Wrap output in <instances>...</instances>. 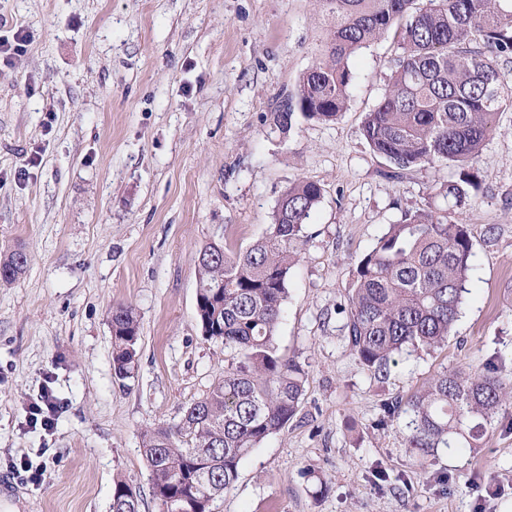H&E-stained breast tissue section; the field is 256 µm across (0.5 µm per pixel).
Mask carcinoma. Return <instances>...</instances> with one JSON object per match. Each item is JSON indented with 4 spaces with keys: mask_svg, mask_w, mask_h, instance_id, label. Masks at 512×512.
<instances>
[{
    "mask_svg": "<svg viewBox=\"0 0 512 512\" xmlns=\"http://www.w3.org/2000/svg\"><path fill=\"white\" fill-rule=\"evenodd\" d=\"M326 40L317 61L299 77L273 124L288 132L296 115L333 122L344 112L353 75L350 58L393 35L400 54L381 97L367 112L362 134L374 154L405 171L448 166V208L416 211L391 224L358 263L347 295L348 346L373 375L387 376L404 351L431 352L448 341L467 292L473 243L451 214L470 204L477 165L496 117L512 112V0H321ZM323 188L304 179L278 199L273 224L243 250L211 244L197 252V285L222 295L197 312L206 339L232 353L224 377L191 403L175 425L146 431L142 447L152 496L180 512H212L239 468L268 437L298 413L307 372L280 353L277 332L288 277L308 242L306 224ZM27 262L0 254V282L12 283ZM112 359L129 377L138 320L124 304L112 307ZM512 391L489 370L440 371L406 398L383 401L380 424L406 418L407 447L426 460L440 448L481 446ZM133 486L116 480L112 512H140Z\"/></svg>",
    "mask_w": 512,
    "mask_h": 512,
    "instance_id": "1",
    "label": "carcinoma"
}]
</instances>
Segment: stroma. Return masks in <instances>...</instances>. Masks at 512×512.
<instances>
[{
  "label": "stroma",
  "mask_w": 512,
  "mask_h": 512,
  "mask_svg": "<svg viewBox=\"0 0 512 512\" xmlns=\"http://www.w3.org/2000/svg\"><path fill=\"white\" fill-rule=\"evenodd\" d=\"M20 28L28 42L0 64V254L27 256L0 283V476L25 456L46 473L0 497V512H110L117 479L159 512L141 434L179 422L229 359L197 320L196 253L265 235L301 179L324 196L277 344L307 370L304 397L213 512H512V403L479 452L442 448L425 466L402 424L379 423L383 400L444 369L491 365L512 380V112L498 114L458 216L474 256L454 329L381 381L348 347L352 274L388 225L441 206L452 175L391 172L361 134L393 38L352 57L336 121L298 117L284 135L270 115L318 56L320 0H0V37ZM118 304L139 320L125 379L112 363ZM46 386L63 405L50 432L29 414Z\"/></svg>",
  "instance_id": "stroma-1"
}]
</instances>
